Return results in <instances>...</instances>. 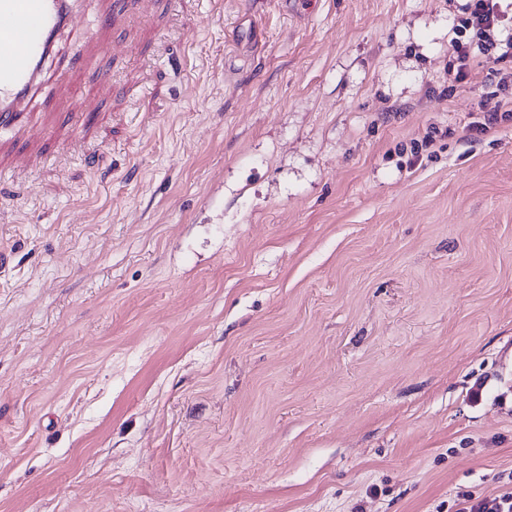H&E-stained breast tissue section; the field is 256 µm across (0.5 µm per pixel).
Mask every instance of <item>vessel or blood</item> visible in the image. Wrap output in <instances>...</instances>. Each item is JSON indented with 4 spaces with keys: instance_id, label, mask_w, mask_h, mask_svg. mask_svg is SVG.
<instances>
[{
    "instance_id": "b4317fda",
    "label": "vessel or blood",
    "mask_w": 512,
    "mask_h": 512,
    "mask_svg": "<svg viewBox=\"0 0 512 512\" xmlns=\"http://www.w3.org/2000/svg\"><path fill=\"white\" fill-rule=\"evenodd\" d=\"M72 0H0V133L46 93L59 40L73 31Z\"/></svg>"
}]
</instances>
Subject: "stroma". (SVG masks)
I'll use <instances>...</instances> for the list:
<instances>
[{"label":"stroma","mask_w":512,"mask_h":512,"mask_svg":"<svg viewBox=\"0 0 512 512\" xmlns=\"http://www.w3.org/2000/svg\"><path fill=\"white\" fill-rule=\"evenodd\" d=\"M464 2L79 0L0 137V512L505 490L512 120L448 87Z\"/></svg>","instance_id":"35a3bbf8"}]
</instances>
